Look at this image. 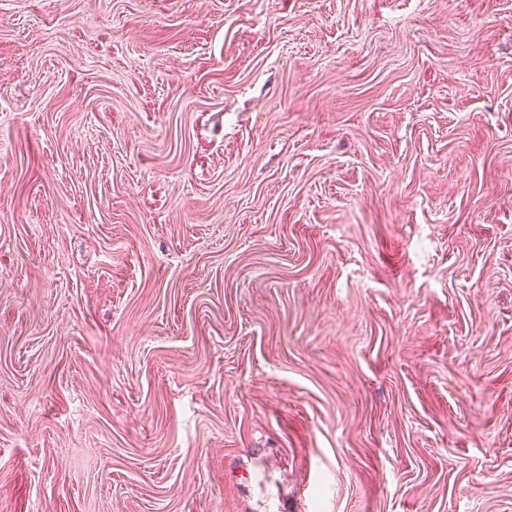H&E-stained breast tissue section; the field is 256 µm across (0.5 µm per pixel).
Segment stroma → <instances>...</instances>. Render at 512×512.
Wrapping results in <instances>:
<instances>
[{"label":"stroma","mask_w":512,"mask_h":512,"mask_svg":"<svg viewBox=\"0 0 512 512\" xmlns=\"http://www.w3.org/2000/svg\"><path fill=\"white\" fill-rule=\"evenodd\" d=\"M0 512H512V0H0Z\"/></svg>","instance_id":"stroma-1"}]
</instances>
